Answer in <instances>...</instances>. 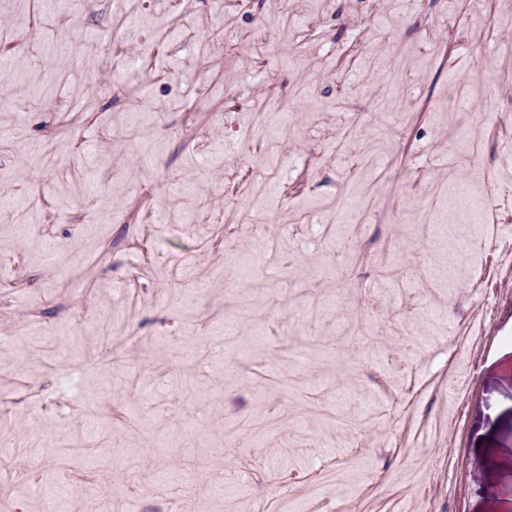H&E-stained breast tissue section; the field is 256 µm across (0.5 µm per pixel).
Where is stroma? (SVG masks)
I'll list each match as a JSON object with an SVG mask.
<instances>
[{
	"mask_svg": "<svg viewBox=\"0 0 512 512\" xmlns=\"http://www.w3.org/2000/svg\"><path fill=\"white\" fill-rule=\"evenodd\" d=\"M508 96L504 0H0V501L512 512Z\"/></svg>",
	"mask_w": 512,
	"mask_h": 512,
	"instance_id": "1",
	"label": "stroma"
}]
</instances>
